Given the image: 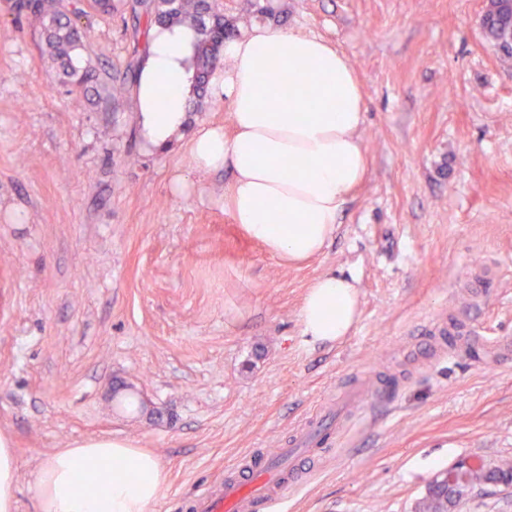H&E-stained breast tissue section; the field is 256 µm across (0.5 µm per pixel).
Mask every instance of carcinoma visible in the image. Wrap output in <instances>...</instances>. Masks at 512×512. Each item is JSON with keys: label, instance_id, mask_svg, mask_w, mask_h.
I'll return each mask as SVG.
<instances>
[{"label": "carcinoma", "instance_id": "carcinoma-1", "mask_svg": "<svg viewBox=\"0 0 512 512\" xmlns=\"http://www.w3.org/2000/svg\"><path fill=\"white\" fill-rule=\"evenodd\" d=\"M127 8L135 19L146 18L159 27L185 26L193 32L186 69L197 98L206 94L209 77L223 57L224 43L234 36V26L224 18L215 0H130ZM16 14L23 15L39 29L44 53L55 63L70 91L83 94L97 110L112 111V104L137 80L134 63L121 78L82 63L86 30L81 20L89 18L82 0H71L69 9L60 10L56 0H15ZM483 34L493 45L512 50V4L489 0V19ZM512 482V461L494 467L483 466L448 490L434 480L418 503L416 512H452L473 488L489 482Z\"/></svg>", "mask_w": 512, "mask_h": 512}]
</instances>
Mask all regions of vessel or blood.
Wrapping results in <instances>:
<instances>
[{
	"label": "vessel or blood",
	"mask_w": 512,
	"mask_h": 512,
	"mask_svg": "<svg viewBox=\"0 0 512 512\" xmlns=\"http://www.w3.org/2000/svg\"><path fill=\"white\" fill-rule=\"evenodd\" d=\"M433 332L451 337L449 353L471 350L468 329L443 320L435 322ZM388 393L384 386L364 390L358 382L344 386L321 412L301 421L287 447L269 454L242 457L222 480L198 492L188 503V512H253L257 500L276 502L283 493L310 480L321 460L333 430H340L366 403L380 404Z\"/></svg>",
	"instance_id": "obj_1"
}]
</instances>
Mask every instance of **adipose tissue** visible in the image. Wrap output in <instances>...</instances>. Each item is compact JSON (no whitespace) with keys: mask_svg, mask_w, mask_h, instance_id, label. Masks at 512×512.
<instances>
[{"mask_svg":"<svg viewBox=\"0 0 512 512\" xmlns=\"http://www.w3.org/2000/svg\"><path fill=\"white\" fill-rule=\"evenodd\" d=\"M190 44L185 28L155 29L140 72L139 121L160 148L184 127ZM211 85L228 102L234 134H195L198 172L231 170L226 201L234 224L283 263L318 255L368 170L359 136L366 97L349 59L320 36L258 25L225 44ZM275 87L282 96L271 97ZM357 316L354 279L326 273L305 295L302 334L310 344L337 342ZM165 480L153 455L122 440L63 448L37 472L39 512H148Z\"/></svg>","mask_w":512,"mask_h":512,"instance_id":"adipose-tissue-1","label":"adipose tissue"}]
</instances>
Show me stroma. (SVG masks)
<instances>
[{
    "label": "stroma",
    "instance_id": "35a3bbf8",
    "mask_svg": "<svg viewBox=\"0 0 512 512\" xmlns=\"http://www.w3.org/2000/svg\"><path fill=\"white\" fill-rule=\"evenodd\" d=\"M218 2L236 31L335 43L367 95V177L300 264L233 224L230 172L197 174L187 139L154 147L134 92L94 110L0 0V438L16 512H38L50 455L112 439L166 473L148 512H182L354 377L395 379L392 401L267 512H415L455 461L512 458V363L440 357L425 332L465 310L479 335L512 336V57L481 34L486 0ZM134 27L123 6L91 15L92 65L143 63ZM478 266L491 279L472 302ZM330 270L357 276L358 319L311 345L301 307ZM457 512H512V485L477 487Z\"/></svg>",
    "mask_w": 512,
    "mask_h": 512
}]
</instances>
